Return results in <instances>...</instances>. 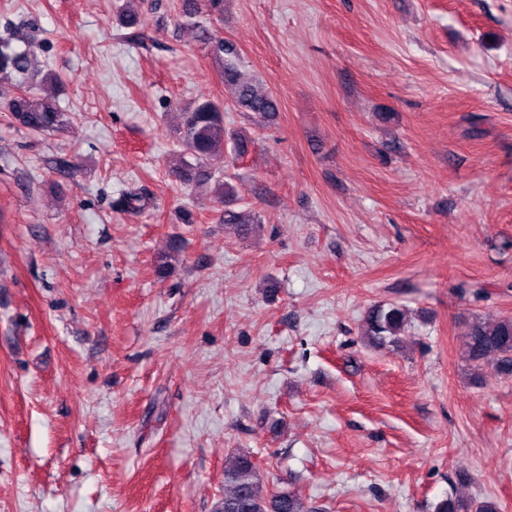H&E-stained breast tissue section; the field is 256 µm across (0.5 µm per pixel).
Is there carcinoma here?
<instances>
[{
    "label": "carcinoma",
    "instance_id": "obj_1",
    "mask_svg": "<svg viewBox=\"0 0 512 512\" xmlns=\"http://www.w3.org/2000/svg\"><path fill=\"white\" fill-rule=\"evenodd\" d=\"M134 0H125L114 19L121 26L137 23ZM179 20L198 31V38L207 54L221 65L224 87L231 91V106L248 112L263 123L270 122L280 112V99L271 90H261L255 77L242 64L237 48L224 40L210 27V20L224 17V0H178ZM47 76L40 75L37 54L33 47H17L0 39V81L12 84L19 93L10 96L6 108L13 119L33 132H50L63 126L68 113L56 99L34 101ZM225 102L200 97L177 113L176 133L184 151L172 175L186 185L196 188L209 183L214 172L211 162L224 157V143L231 144L234 154L245 155L249 138L242 132L224 127ZM145 197L138 189L121 194V208L131 214L142 207ZM224 225H232L241 235L251 230L241 213L226 209L220 217ZM407 312L397 303L372 307L364 316L363 334L374 347L396 343L406 326ZM464 357L475 367L488 360L495 362L499 374L512 376V316L499 317L493 322L476 321L464 334ZM263 471L249 451L237 453L224 465V495L216 502L213 512H315L305 506L294 490L282 487L265 494L262 490ZM435 512H499L492 500L446 498L435 506Z\"/></svg>",
    "mask_w": 512,
    "mask_h": 512
}]
</instances>
